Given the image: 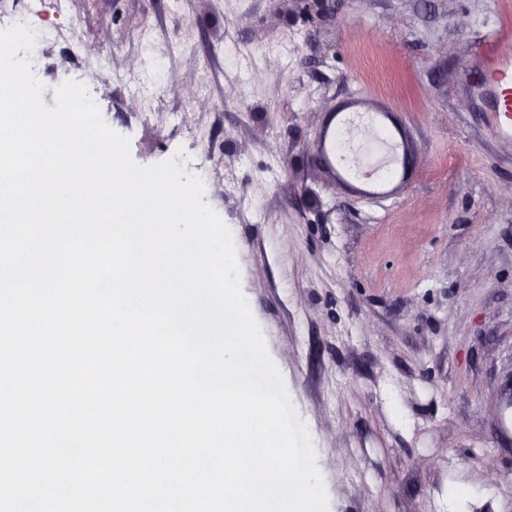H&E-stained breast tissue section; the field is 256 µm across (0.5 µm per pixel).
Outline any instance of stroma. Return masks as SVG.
Segmentation results:
<instances>
[{"label":"stroma","mask_w":512,"mask_h":512,"mask_svg":"<svg viewBox=\"0 0 512 512\" xmlns=\"http://www.w3.org/2000/svg\"><path fill=\"white\" fill-rule=\"evenodd\" d=\"M334 2L0 0V28L39 33L47 107L82 82L137 163L178 153L203 180L329 512H512L491 398L512 372V141L457 53L512 35V0ZM356 90L412 125L398 204L346 196L316 152Z\"/></svg>","instance_id":"stroma-1"}]
</instances>
